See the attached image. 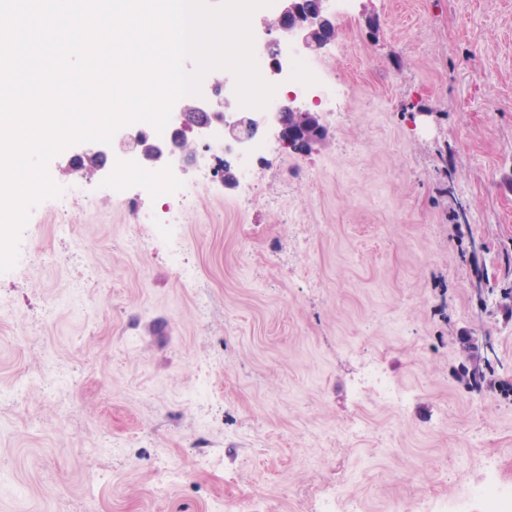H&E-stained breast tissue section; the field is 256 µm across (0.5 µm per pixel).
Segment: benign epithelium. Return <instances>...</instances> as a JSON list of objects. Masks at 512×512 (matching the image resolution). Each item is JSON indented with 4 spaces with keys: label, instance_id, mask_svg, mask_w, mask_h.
Wrapping results in <instances>:
<instances>
[{
    "label": "benign epithelium",
    "instance_id": "7a95c632",
    "mask_svg": "<svg viewBox=\"0 0 512 512\" xmlns=\"http://www.w3.org/2000/svg\"><path fill=\"white\" fill-rule=\"evenodd\" d=\"M326 2L280 0L278 14L266 20V25L279 33V37L267 45L276 60L275 73L282 70V43L312 51L333 37L334 28L327 16ZM224 104V81L219 79L213 81L209 93L180 101L168 122L173 148L166 150L146 137H138L136 151L139 160L175 164L184 169L194 163L196 154L187 151L183 143L191 138L206 145L216 129L224 132L225 139L235 142L241 154L248 151L253 139L269 133L285 147L303 153L317 149L327 137V130L317 115L297 106L292 100L281 102L269 110L246 112L233 122L227 120ZM103 155L104 151L91 149L74 154L69 159V169H85L93 176L103 168Z\"/></svg>",
    "mask_w": 512,
    "mask_h": 512
}]
</instances>
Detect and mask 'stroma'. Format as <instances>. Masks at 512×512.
I'll return each instance as SVG.
<instances>
[{"mask_svg": "<svg viewBox=\"0 0 512 512\" xmlns=\"http://www.w3.org/2000/svg\"><path fill=\"white\" fill-rule=\"evenodd\" d=\"M332 23L325 142L250 188L188 168L174 235L139 185L157 165L121 197L68 173L80 145L50 160L76 197L35 205L0 273V512H315L323 488L452 512L467 480L512 483V0H356ZM365 359L404 418L358 401Z\"/></svg>", "mask_w": 512, "mask_h": 512, "instance_id": "35a3bbf8", "label": "stroma"}]
</instances>
